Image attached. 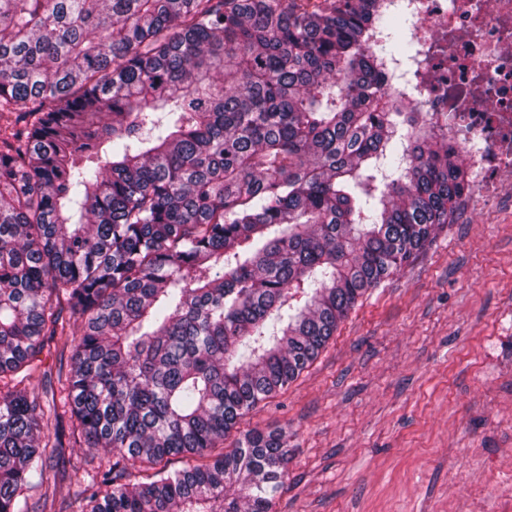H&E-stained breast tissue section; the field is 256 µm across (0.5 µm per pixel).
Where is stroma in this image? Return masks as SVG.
I'll list each match as a JSON object with an SVG mask.
<instances>
[{"instance_id":"stroma-1","label":"stroma","mask_w":512,"mask_h":512,"mask_svg":"<svg viewBox=\"0 0 512 512\" xmlns=\"http://www.w3.org/2000/svg\"><path fill=\"white\" fill-rule=\"evenodd\" d=\"M69 357L45 348L27 386L55 405L64 448L49 462L67 512H82L69 477L108 457L72 434ZM241 427L288 436L274 512H499L512 500V195L459 207Z\"/></svg>"}]
</instances>
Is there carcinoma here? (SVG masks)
I'll use <instances>...</instances> for the list:
<instances>
[{
    "label": "carcinoma",
    "mask_w": 512,
    "mask_h": 512,
    "mask_svg": "<svg viewBox=\"0 0 512 512\" xmlns=\"http://www.w3.org/2000/svg\"><path fill=\"white\" fill-rule=\"evenodd\" d=\"M391 19L382 0H0V375L44 336L70 350L71 418L110 456L70 477L83 512H272L288 437L224 440L471 190L376 70L413 54ZM25 380L0 393V512H53Z\"/></svg>",
    "instance_id": "1"
}]
</instances>
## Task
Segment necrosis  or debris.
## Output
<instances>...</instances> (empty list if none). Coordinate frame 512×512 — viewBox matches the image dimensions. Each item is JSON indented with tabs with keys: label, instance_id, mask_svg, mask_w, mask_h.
Listing matches in <instances>:
<instances>
[{
	"label": "necrosis or debris",
	"instance_id": "necrosis-or-debris-1",
	"mask_svg": "<svg viewBox=\"0 0 512 512\" xmlns=\"http://www.w3.org/2000/svg\"><path fill=\"white\" fill-rule=\"evenodd\" d=\"M409 22L415 52L387 60L397 93L466 155L471 205L512 188V0H386Z\"/></svg>",
	"mask_w": 512,
	"mask_h": 512
}]
</instances>
